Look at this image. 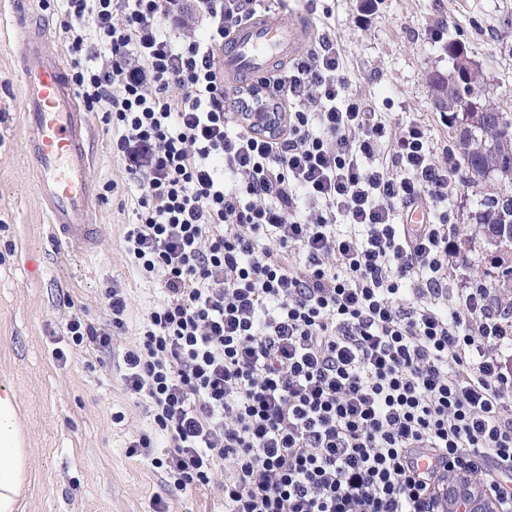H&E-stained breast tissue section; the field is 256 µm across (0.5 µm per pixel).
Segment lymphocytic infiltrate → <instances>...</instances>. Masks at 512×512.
Listing matches in <instances>:
<instances>
[{"label": "lymphocytic infiltrate", "mask_w": 512, "mask_h": 512, "mask_svg": "<svg viewBox=\"0 0 512 512\" xmlns=\"http://www.w3.org/2000/svg\"><path fill=\"white\" fill-rule=\"evenodd\" d=\"M180 2L58 0L135 197L123 252L164 285L123 356L169 443L155 466L182 490L223 474L224 512H448L452 474L512 512V328L451 279V166L417 123L386 144L327 24L271 75L277 132L242 123L220 54L265 0H198L192 32ZM415 203L427 223H404ZM106 297L111 330L72 315L74 345L111 351L129 301Z\"/></svg>", "instance_id": "obj_1"}]
</instances>
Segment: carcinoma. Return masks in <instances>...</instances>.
Wrapping results in <instances>:
<instances>
[{"label":"carcinoma","instance_id":"carcinoma-1","mask_svg":"<svg viewBox=\"0 0 512 512\" xmlns=\"http://www.w3.org/2000/svg\"><path fill=\"white\" fill-rule=\"evenodd\" d=\"M435 90L446 91L448 74L431 76ZM456 99H475L485 94L484 76L459 78L451 88ZM451 155L456 167L472 173L465 182L477 184L492 178L496 181L483 193L476 232L500 248L495 257L497 269L495 301L512 306V110L497 112H450L445 118Z\"/></svg>","mask_w":512,"mask_h":512}]
</instances>
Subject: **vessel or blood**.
Returning <instances> with one entry per match:
<instances>
[{
    "instance_id": "b4317fda",
    "label": "vessel or blood",
    "mask_w": 512,
    "mask_h": 512,
    "mask_svg": "<svg viewBox=\"0 0 512 512\" xmlns=\"http://www.w3.org/2000/svg\"><path fill=\"white\" fill-rule=\"evenodd\" d=\"M314 39L315 30L304 19L254 17L225 38L224 73L260 83L269 75L271 59L293 58ZM19 60L22 117L29 158L38 171L37 193L62 244L87 239L92 195L88 120L59 56L47 52L42 38H22Z\"/></svg>"
}]
</instances>
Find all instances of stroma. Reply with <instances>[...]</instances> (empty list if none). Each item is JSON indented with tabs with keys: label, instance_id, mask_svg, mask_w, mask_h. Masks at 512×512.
<instances>
[{
	"label": "stroma",
	"instance_id": "35a3bbf8",
	"mask_svg": "<svg viewBox=\"0 0 512 512\" xmlns=\"http://www.w3.org/2000/svg\"><path fill=\"white\" fill-rule=\"evenodd\" d=\"M332 12L354 91L385 113L392 132L403 124L425 126L434 158L448 159V128L433 107L427 74L449 72L444 50L464 42L482 68L487 92L499 98L512 88V0H319ZM8 22L0 34V382L10 383L32 450V479L20 512H152L161 496L168 512H224L223 474L209 487L178 491L153 460L167 442L156 437L152 458L129 456L127 444L150 430L151 419L126 394L120 355L156 297L159 283L138 278L126 264L123 235L135 215L123 160L112 151L102 113L88 115L94 197L92 242L58 247L36 194V173L26 155L20 63L15 40L27 31L46 36L59 51L60 13L42 0H0ZM448 221L475 226L478 187L453 175ZM496 249L481 235L458 242L449 266L458 287L490 270ZM125 288L128 328L105 354L74 345L65 323L86 311L95 326L109 321L105 291ZM64 359H56V351Z\"/></svg>",
	"mask_w": 512,
	"mask_h": 512
}]
</instances>
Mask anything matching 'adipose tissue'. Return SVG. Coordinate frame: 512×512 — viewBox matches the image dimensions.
<instances>
[{
    "label": "adipose tissue",
    "mask_w": 512,
    "mask_h": 512,
    "mask_svg": "<svg viewBox=\"0 0 512 512\" xmlns=\"http://www.w3.org/2000/svg\"><path fill=\"white\" fill-rule=\"evenodd\" d=\"M31 455L18 418L16 395L0 384V512H17L29 485Z\"/></svg>",
    "instance_id": "adipose-tissue-1"
}]
</instances>
